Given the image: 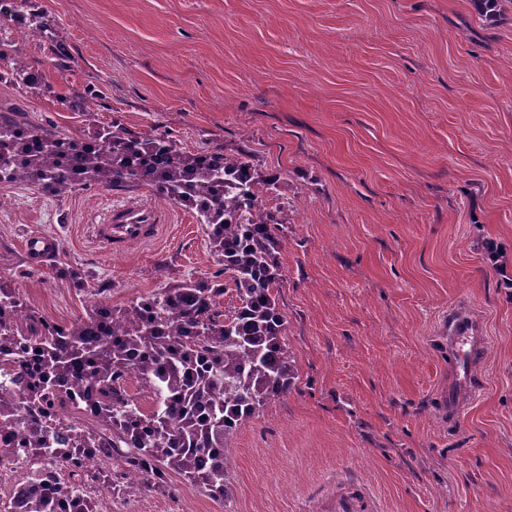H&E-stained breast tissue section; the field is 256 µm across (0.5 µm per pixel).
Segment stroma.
I'll list each match as a JSON object with an SVG mask.
<instances>
[{"label": "stroma", "mask_w": 512, "mask_h": 512, "mask_svg": "<svg viewBox=\"0 0 512 512\" xmlns=\"http://www.w3.org/2000/svg\"><path fill=\"white\" fill-rule=\"evenodd\" d=\"M67 43L0 24V51L41 72L35 125L169 135L186 151L249 150L277 175V293L298 378L229 443L234 496L172 476L113 495L114 512H323L357 487L375 512H512V8L473 0H41ZM86 109L69 111L75 94ZM114 203L166 215L114 253L94 234ZM32 234L56 238L42 264ZM77 267L98 296L56 277ZM220 268L207 225L148 186L60 195L0 184V278L46 318L115 308ZM488 338L482 388L448 410V315Z\"/></svg>", "instance_id": "stroma-1"}]
</instances>
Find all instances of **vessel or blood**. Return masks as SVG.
<instances>
[{
	"label": "vessel or blood",
	"instance_id": "obj_1",
	"mask_svg": "<svg viewBox=\"0 0 512 512\" xmlns=\"http://www.w3.org/2000/svg\"><path fill=\"white\" fill-rule=\"evenodd\" d=\"M165 221L164 215L148 205L123 204L110 208L104 223L96 225L97 238L110 251L121 252L135 244L156 239ZM452 340L455 349L453 386L448 393L449 408H456L460 400L470 396L474 389L468 365L482 347L484 339L472 319L455 314L451 317ZM368 502L357 491L337 494L332 500L331 512H367Z\"/></svg>",
	"mask_w": 512,
	"mask_h": 512
}]
</instances>
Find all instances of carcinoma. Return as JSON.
I'll return each mask as SVG.
<instances>
[{
    "mask_svg": "<svg viewBox=\"0 0 512 512\" xmlns=\"http://www.w3.org/2000/svg\"><path fill=\"white\" fill-rule=\"evenodd\" d=\"M2 14L40 35L64 66L66 49L33 0H8ZM3 81L36 93L42 87L20 60L0 71ZM0 182L54 193L76 185L152 187L209 225L225 279L188 277L120 309L94 303L68 324L25 309L0 279V352H31L38 361L37 380L18 376L13 388H0V425L23 424V447L55 457L70 477L61 482L48 471L37 496L13 502V512H96L89 485L114 494L164 491L172 474L229 501V440L296 379L276 299L281 222L265 207L277 176L242 151H185L165 135L117 125L76 140L0 114ZM57 276L91 291L72 268ZM229 285L239 306L226 314L219 298ZM132 379L151 408L129 394ZM58 407L66 429L52 434L42 421ZM86 448L112 456V470L77 462Z\"/></svg>",
    "mask_w": 512,
    "mask_h": 512,
    "instance_id": "carcinoma-1",
    "label": "carcinoma"
}]
</instances>
